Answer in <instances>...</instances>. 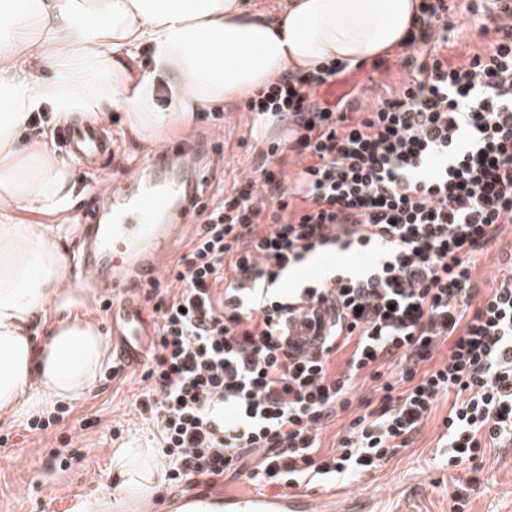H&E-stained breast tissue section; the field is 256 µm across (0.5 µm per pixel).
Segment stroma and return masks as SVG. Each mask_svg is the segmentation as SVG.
<instances>
[{"label":"stroma","instance_id":"obj_1","mask_svg":"<svg viewBox=\"0 0 512 512\" xmlns=\"http://www.w3.org/2000/svg\"><path fill=\"white\" fill-rule=\"evenodd\" d=\"M398 57V52H389L381 67L368 62L347 70L336 83L319 90V100L334 102L364 86L372 87L377 95L400 87L403 75ZM220 110L226 116L223 146L230 168L215 170L206 189L210 196L232 180L234 167H245L252 160L248 141L251 112L241 101L221 105ZM112 115L115 156L106 168L96 170L95 182L83 181V168L70 159L66 148H59V156L68 161L74 192L69 211L54 218L24 217L27 223L53 229L63 255L76 248V221L92 206L98 182L111 179L120 166L152 151L128 128L122 110H113ZM60 301L66 313L98 325L104 336H111L110 312L100 309L98 300L80 288L78 276L66 274ZM140 390L137 375L115 376L106 365L96 389L82 400L68 403L59 425L49 431L29 432L26 419L1 415L0 512H113L112 493L117 487L113 450L154 445V433L137 411ZM448 409V402H441L408 447L399 449L361 481L336 488V496L358 493L373 501L377 512H448L451 497L462 491L471 501L468 512H512V446L487 449L475 461L456 468L441 464L438 440ZM55 448L67 455L66 469L56 468L50 456Z\"/></svg>","mask_w":512,"mask_h":512}]
</instances>
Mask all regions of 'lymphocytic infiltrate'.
I'll use <instances>...</instances> for the list:
<instances>
[{"instance_id": "lymphocytic-infiltrate-1", "label": "lymphocytic infiltrate", "mask_w": 512, "mask_h": 512, "mask_svg": "<svg viewBox=\"0 0 512 512\" xmlns=\"http://www.w3.org/2000/svg\"><path fill=\"white\" fill-rule=\"evenodd\" d=\"M483 41L448 57V0H421L400 87L370 111L317 90L347 64L280 76L247 107L249 174L202 206L186 251L152 281L156 342L137 396L170 481L232 471L265 488H332L376 471L449 401V466L512 443V266L487 295L477 264L512 224V7L470 0ZM426 53L416 52L415 44ZM287 126L284 144L268 124ZM301 163L287 174L286 153ZM335 249L370 252L286 286ZM333 299L339 321L299 357L282 331L292 301ZM378 402L320 452L358 383Z\"/></svg>"}]
</instances>
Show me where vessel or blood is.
Segmentation results:
<instances>
[{
  "instance_id": "b4317fda",
  "label": "vessel or blood",
  "mask_w": 512,
  "mask_h": 512,
  "mask_svg": "<svg viewBox=\"0 0 512 512\" xmlns=\"http://www.w3.org/2000/svg\"><path fill=\"white\" fill-rule=\"evenodd\" d=\"M64 145L82 162L111 154L110 136L90 125L70 128ZM219 160L213 145L178 142L165 145L113 177L100 193L107 209H88L80 229V270L86 284L112 306V356L125 372L141 368L154 322L131 292L157 275L177 244L189 217L202 202L198 192ZM331 303L302 305L288 321L286 344L310 353L323 342L336 319ZM154 512H373L362 497L337 504L334 497L281 496L273 493L225 494L197 488L154 496Z\"/></svg>"
}]
</instances>
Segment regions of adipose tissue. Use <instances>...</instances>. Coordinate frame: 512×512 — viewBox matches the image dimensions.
Returning <instances> with one entry per match:
<instances>
[{
    "mask_svg": "<svg viewBox=\"0 0 512 512\" xmlns=\"http://www.w3.org/2000/svg\"><path fill=\"white\" fill-rule=\"evenodd\" d=\"M421 0H0V413L42 414L91 392L108 352L90 322L39 329L64 280L51 234L19 221L69 210V168L33 113L54 124L124 110L150 144L197 109L234 101L280 75L321 63L367 62L401 47ZM148 52L146 67L128 59ZM112 457L121 491L147 494L162 474L145 449Z\"/></svg>",
    "mask_w": 512,
    "mask_h": 512,
    "instance_id": "ef3b65f1",
    "label": "adipose tissue"
}]
</instances>
